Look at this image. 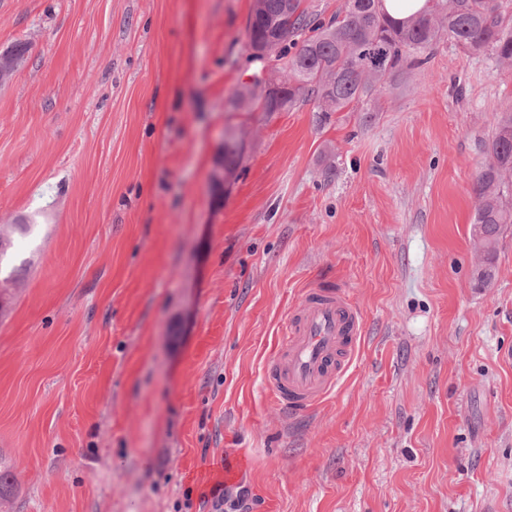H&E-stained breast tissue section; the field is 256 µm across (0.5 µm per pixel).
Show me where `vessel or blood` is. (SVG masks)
<instances>
[{
  "instance_id": "b4317fda",
  "label": "vessel or blood",
  "mask_w": 512,
  "mask_h": 512,
  "mask_svg": "<svg viewBox=\"0 0 512 512\" xmlns=\"http://www.w3.org/2000/svg\"><path fill=\"white\" fill-rule=\"evenodd\" d=\"M363 316L345 290L308 289L281 330V347L264 374L267 393L290 413L311 409L348 372L363 334Z\"/></svg>"
}]
</instances>
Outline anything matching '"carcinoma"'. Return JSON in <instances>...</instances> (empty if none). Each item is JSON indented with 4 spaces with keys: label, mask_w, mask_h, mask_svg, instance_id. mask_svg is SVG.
Returning <instances> with one entry per match:
<instances>
[{
    "label": "carcinoma",
    "mask_w": 512,
    "mask_h": 512,
    "mask_svg": "<svg viewBox=\"0 0 512 512\" xmlns=\"http://www.w3.org/2000/svg\"><path fill=\"white\" fill-rule=\"evenodd\" d=\"M505 0H427V7L406 20L389 17L383 0H349L345 10L325 23L303 0H253L248 17L249 47H267L255 59L288 81L285 105L312 104L319 121L377 98L387 76L427 63L442 40L472 54H490L512 70V14ZM264 75H255L235 92L233 107L247 112H276L279 105L262 94ZM486 160L473 186L471 238L487 249L475 269L485 288L496 278L497 245L512 224V107L499 113L482 141ZM242 160L237 134L224 136V171Z\"/></svg>",
    "instance_id": "cac0c4a2"
}]
</instances>
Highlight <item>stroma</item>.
I'll list each match as a JSON object with an SVG mask.
<instances>
[{
  "label": "stroma",
  "mask_w": 512,
  "mask_h": 512,
  "mask_svg": "<svg viewBox=\"0 0 512 512\" xmlns=\"http://www.w3.org/2000/svg\"><path fill=\"white\" fill-rule=\"evenodd\" d=\"M252 4L0 0V512H512V227L492 287L470 245L512 73L445 40L372 109L235 112ZM325 282L364 335L291 415L264 367ZM11 48L17 55L7 49L0 52V87L10 83L30 50L28 43L23 41L14 43ZM242 160V147L239 136L236 133L224 135L223 161L218 160L214 170L213 180L221 188L224 187V172L232 174Z\"/></svg>",
  "instance_id": "35a3bbf8"
}]
</instances>
